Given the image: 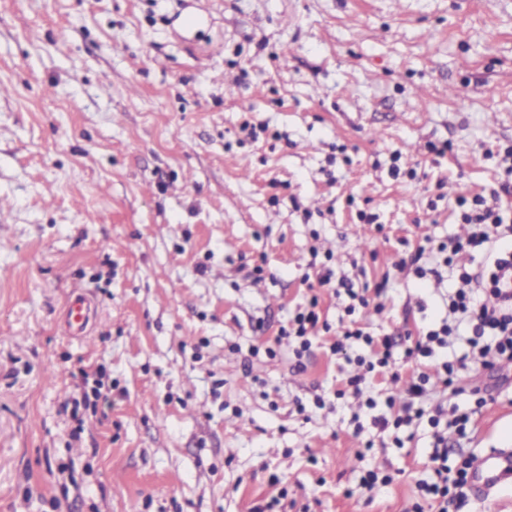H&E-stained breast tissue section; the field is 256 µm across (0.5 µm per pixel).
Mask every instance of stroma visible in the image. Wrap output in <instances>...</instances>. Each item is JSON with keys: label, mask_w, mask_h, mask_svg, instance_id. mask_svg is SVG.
<instances>
[{"label": "stroma", "mask_w": 512, "mask_h": 512, "mask_svg": "<svg viewBox=\"0 0 512 512\" xmlns=\"http://www.w3.org/2000/svg\"><path fill=\"white\" fill-rule=\"evenodd\" d=\"M509 147L512 0H0V512H403L430 439L357 431L347 299L304 277L386 283L408 380L454 279L399 261L468 232ZM505 374L464 452L512 448ZM88 299L82 295H75L69 302L66 310V325L73 333H82L85 328V310ZM318 306V298L313 296L309 301V306L303 310H299L288 321V329L283 327L280 336L294 337L298 343L296 355L302 356L311 345V338L317 336L319 331L320 316L316 308Z\"/></svg>", "instance_id": "35a3bbf8"}]
</instances>
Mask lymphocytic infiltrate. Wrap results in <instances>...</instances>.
Masks as SVG:
<instances>
[{
	"instance_id": "f902f5d3",
	"label": "lymphocytic infiltrate",
	"mask_w": 512,
	"mask_h": 512,
	"mask_svg": "<svg viewBox=\"0 0 512 512\" xmlns=\"http://www.w3.org/2000/svg\"><path fill=\"white\" fill-rule=\"evenodd\" d=\"M461 223L472 225L466 238L430 248L418 246L410 257V265L418 279L439 274L441 269L455 270V286L448 294L445 312L439 321L419 333L405 354L412 364V379L406 386L404 399L389 395L384 399H367L369 421L379 432L406 428H430L433 441L428 456L433 477L420 484V503L412 512H451L466 497L469 487L471 458H464L456 473L448 471V433L456 431L465 436L471 422L470 410L443 405H430L431 391L428 375L422 369L423 361H439L442 383L454 395L465 394L460 386L458 371L472 364L488 370L497 362H512V184H502L490 196L463 195L457 198ZM480 249L486 261L479 271H471L457 263L460 254ZM322 287L339 286L349 299L345 308L347 322L341 323L342 334L331 344L333 353L356 345L359 353L355 362L357 375L342 379L338 396H361L362 387L391 374L395 341L389 336H374L354 321L357 307L367 306L369 299L359 293L348 281H334L331 269H323L318 276ZM464 346L462 356H455L456 346Z\"/></svg>"
}]
</instances>
